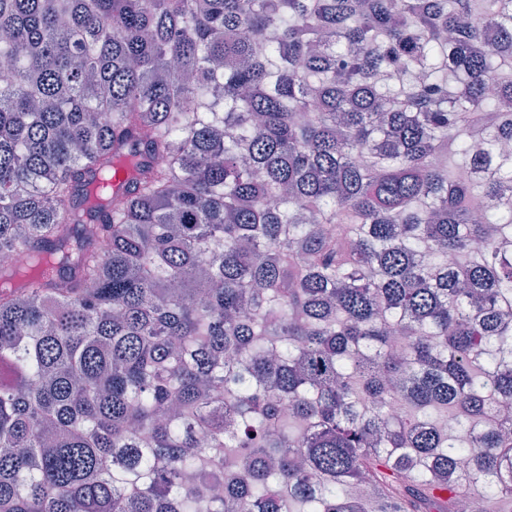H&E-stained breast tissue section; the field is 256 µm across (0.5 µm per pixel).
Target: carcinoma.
Segmentation results:
<instances>
[{
  "label": "carcinoma",
  "instance_id": "carcinoma-1",
  "mask_svg": "<svg viewBox=\"0 0 512 512\" xmlns=\"http://www.w3.org/2000/svg\"><path fill=\"white\" fill-rule=\"evenodd\" d=\"M507 64L512 0H0V512L512 497Z\"/></svg>",
  "mask_w": 512,
  "mask_h": 512
}]
</instances>
